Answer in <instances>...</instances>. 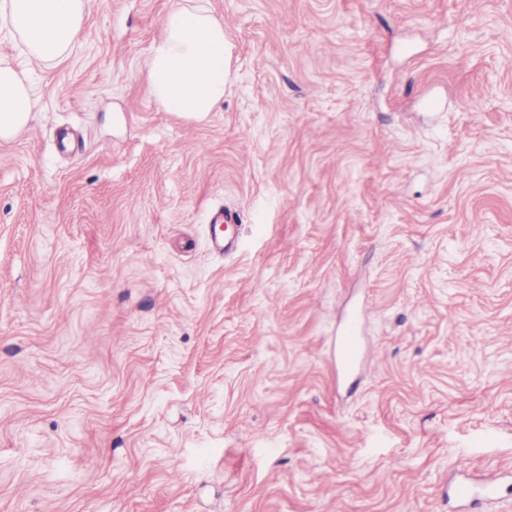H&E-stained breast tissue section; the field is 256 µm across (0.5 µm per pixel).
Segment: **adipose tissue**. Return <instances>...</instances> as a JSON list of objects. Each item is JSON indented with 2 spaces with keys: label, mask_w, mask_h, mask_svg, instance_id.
Segmentation results:
<instances>
[{
  "label": "adipose tissue",
  "mask_w": 512,
  "mask_h": 512,
  "mask_svg": "<svg viewBox=\"0 0 512 512\" xmlns=\"http://www.w3.org/2000/svg\"><path fill=\"white\" fill-rule=\"evenodd\" d=\"M87 0H0V30L9 32L25 58L54 66L74 51L85 30ZM224 24L204 0H174L151 46L146 88L162 110L202 120L224 101L227 71ZM40 99L26 69L0 58V140L30 122Z\"/></svg>",
  "instance_id": "obj_1"
}]
</instances>
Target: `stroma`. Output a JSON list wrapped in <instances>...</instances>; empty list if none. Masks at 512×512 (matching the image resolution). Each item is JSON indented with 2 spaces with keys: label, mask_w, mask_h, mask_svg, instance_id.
Segmentation results:
<instances>
[{
  "label": "stroma",
  "mask_w": 512,
  "mask_h": 512,
  "mask_svg": "<svg viewBox=\"0 0 512 512\" xmlns=\"http://www.w3.org/2000/svg\"><path fill=\"white\" fill-rule=\"evenodd\" d=\"M172 2L88 0L0 143V512H458L512 471V0H208L199 123ZM176 0L151 46L146 88L164 112L203 120L224 101L227 40L224 22L203 4ZM362 315L352 318L347 329L337 342V360L341 367L348 368L352 366L359 356V328L361 326Z\"/></svg>",
  "instance_id": "obj_1"
}]
</instances>
